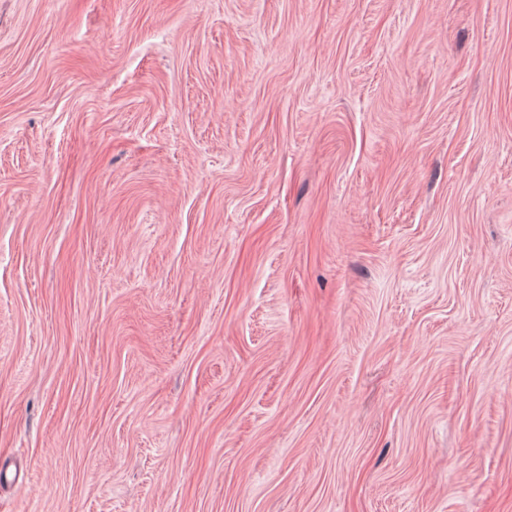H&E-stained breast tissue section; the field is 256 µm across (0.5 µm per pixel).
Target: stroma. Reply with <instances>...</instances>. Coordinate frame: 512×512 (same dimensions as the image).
<instances>
[{
  "mask_svg": "<svg viewBox=\"0 0 512 512\" xmlns=\"http://www.w3.org/2000/svg\"><path fill=\"white\" fill-rule=\"evenodd\" d=\"M0 512H512V0H0Z\"/></svg>",
  "mask_w": 512,
  "mask_h": 512,
  "instance_id": "35a3bbf8",
  "label": "stroma"
}]
</instances>
